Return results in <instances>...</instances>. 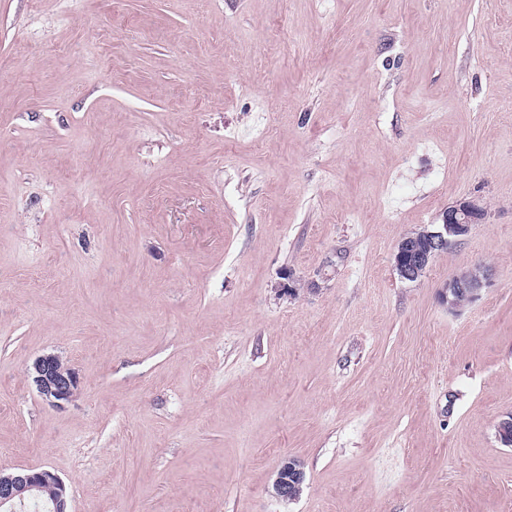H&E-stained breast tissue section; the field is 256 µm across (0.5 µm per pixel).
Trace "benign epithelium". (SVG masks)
I'll list each match as a JSON object with an SVG mask.
<instances>
[{"instance_id":"1","label":"benign epithelium","mask_w":512,"mask_h":512,"mask_svg":"<svg viewBox=\"0 0 512 512\" xmlns=\"http://www.w3.org/2000/svg\"><path fill=\"white\" fill-rule=\"evenodd\" d=\"M484 215L478 203L461 201L442 212L440 223L404 235L393 254V267L399 279L410 283L421 280L434 259L464 240ZM489 279L486 267L480 264L465 267L448 279L441 291V301L448 310L455 311L479 299ZM28 377L43 400L54 407L70 402L80 386L78 374L55 354L38 356L28 369ZM497 436L502 445L512 446V414L498 422ZM305 480L301 461L288 456L277 470L273 494L283 500H295L300 497ZM42 489L53 492L52 512H69L67 487L54 473L48 470L0 471V506L22 501L25 494Z\"/></svg>"}]
</instances>
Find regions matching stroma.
I'll use <instances>...</instances> for the list:
<instances>
[{"label": "stroma", "instance_id": "stroma-1", "mask_svg": "<svg viewBox=\"0 0 512 512\" xmlns=\"http://www.w3.org/2000/svg\"><path fill=\"white\" fill-rule=\"evenodd\" d=\"M510 108L512 0H0V470L71 512H512ZM484 215L478 203L461 201L442 212L439 224L405 234L392 258L399 279L410 283L421 280L434 259L464 240ZM489 279V270L480 264L464 267L448 279L440 294L441 301L448 311H455L479 299ZM27 373L43 400L54 407L70 402L80 386L78 374L55 354L38 356ZM306 475L303 464L295 457L288 456L280 464L274 479L273 494L283 500H295L300 497L301 486Z\"/></svg>", "mask_w": 512, "mask_h": 512}]
</instances>
